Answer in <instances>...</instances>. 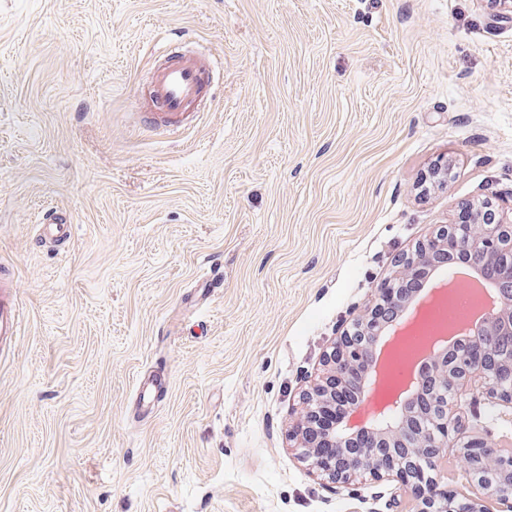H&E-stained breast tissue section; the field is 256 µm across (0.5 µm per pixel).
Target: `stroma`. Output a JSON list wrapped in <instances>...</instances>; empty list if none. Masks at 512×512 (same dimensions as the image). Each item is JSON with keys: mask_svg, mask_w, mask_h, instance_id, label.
I'll use <instances>...</instances> for the list:
<instances>
[{"mask_svg": "<svg viewBox=\"0 0 512 512\" xmlns=\"http://www.w3.org/2000/svg\"><path fill=\"white\" fill-rule=\"evenodd\" d=\"M172 39L216 69L177 129L142 110ZM483 200L512 203L488 0H0V512H411L288 429L395 258ZM47 210L67 242L37 241ZM453 411L512 445L483 389ZM22 329V312L15 294L0 297V338L19 336Z\"/></svg>", "mask_w": 512, "mask_h": 512, "instance_id": "1", "label": "stroma"}]
</instances>
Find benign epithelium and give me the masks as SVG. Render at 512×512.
<instances>
[{
    "mask_svg": "<svg viewBox=\"0 0 512 512\" xmlns=\"http://www.w3.org/2000/svg\"><path fill=\"white\" fill-rule=\"evenodd\" d=\"M470 209L472 223L440 225L412 252L395 260L391 277L379 286L372 304L351 319L324 355L323 376L303 395L292 426L294 447L322 476L336 483L367 474L395 477L414 495L415 512H489L472 498L458 501L457 494L448 489V476L438 469L439 460L447 455L449 436L463 429L448 407L461 388L478 380L491 397L512 406V349L501 351L482 342L465 357H452L446 350L435 354L428 373L419 381H408L403 389L377 384V335L401 316L408 298L400 285L422 267L460 257L470 267L496 269L500 286L512 290V265L507 267L502 261L504 231H512V207L504 210L484 200ZM491 325L512 336V302L500 305ZM352 386L362 395L374 393L380 409L377 422L386 423L358 441L320 424L321 414L336 407L342 389ZM460 455L512 475V451L482 437L463 442Z\"/></svg>",
    "mask_w": 512,
    "mask_h": 512,
    "instance_id": "obj_1",
    "label": "benign epithelium"
}]
</instances>
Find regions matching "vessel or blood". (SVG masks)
<instances>
[{"mask_svg":"<svg viewBox=\"0 0 512 512\" xmlns=\"http://www.w3.org/2000/svg\"><path fill=\"white\" fill-rule=\"evenodd\" d=\"M210 77L209 61L194 53H168L154 71L150 89V115L154 124L180 125L197 111ZM39 237L58 242L71 235L67 218L53 214L37 227ZM22 312L16 297H0V338L20 335Z\"/></svg>","mask_w":512,"mask_h":512,"instance_id":"b4317fda","label":"vessel or blood"}]
</instances>
